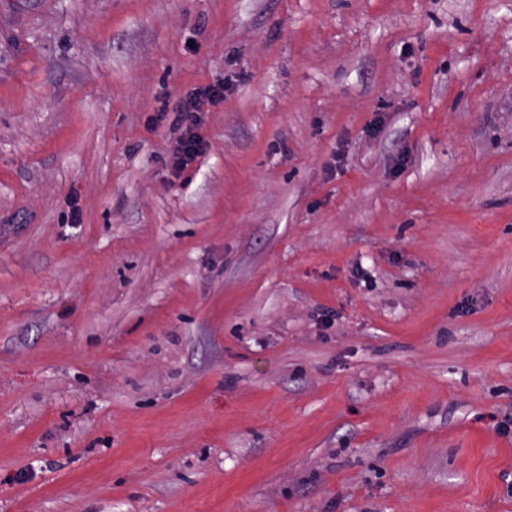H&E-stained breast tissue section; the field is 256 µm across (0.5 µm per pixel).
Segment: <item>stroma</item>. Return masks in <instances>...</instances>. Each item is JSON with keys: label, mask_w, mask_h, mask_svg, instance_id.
I'll use <instances>...</instances> for the list:
<instances>
[{"label": "stroma", "mask_w": 512, "mask_h": 512, "mask_svg": "<svg viewBox=\"0 0 512 512\" xmlns=\"http://www.w3.org/2000/svg\"><path fill=\"white\" fill-rule=\"evenodd\" d=\"M0 512H512V0H0ZM224 96V85L212 84L198 87L189 92L172 111L176 121L185 125L183 137L172 154V165L176 171H182L193 163L202 149V139L197 132L201 124L200 112L205 104L215 105Z\"/></svg>", "instance_id": "35a3bbf8"}]
</instances>
